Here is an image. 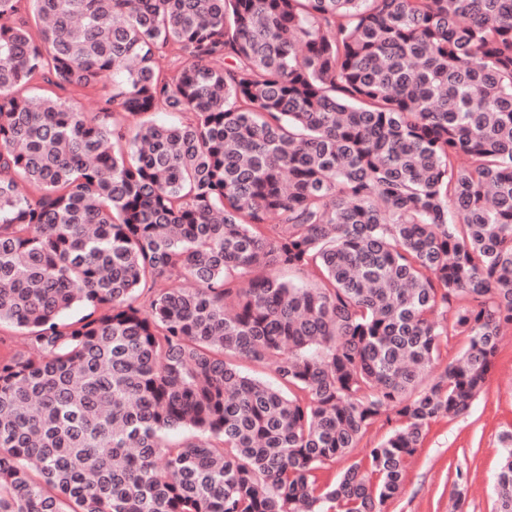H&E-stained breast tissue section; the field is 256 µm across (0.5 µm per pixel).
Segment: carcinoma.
Instances as JSON below:
<instances>
[{"label":"carcinoma","mask_w":512,"mask_h":512,"mask_svg":"<svg viewBox=\"0 0 512 512\" xmlns=\"http://www.w3.org/2000/svg\"><path fill=\"white\" fill-rule=\"evenodd\" d=\"M3 16L0 324L26 351L0 358V512H384L512 328V0ZM37 79L112 90L90 116ZM494 494L512 512V432ZM469 338L464 334L450 336L448 339V348L442 347L439 360L435 367V372H441L447 365L453 363L468 346ZM395 427L396 424L393 422L391 424L378 423L368 428L359 443V447L353 448L347 456H345L342 459L336 460V463L331 464L327 470L321 472L322 478H332L334 475H337L339 472L344 470L351 462H353L356 459H359L364 452V448H370L371 446L376 444Z\"/></svg>","instance_id":"obj_1"}]
</instances>
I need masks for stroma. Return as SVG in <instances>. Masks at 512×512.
Segmentation results:
<instances>
[{
  "instance_id": "stroma-1",
  "label": "stroma",
  "mask_w": 512,
  "mask_h": 512,
  "mask_svg": "<svg viewBox=\"0 0 512 512\" xmlns=\"http://www.w3.org/2000/svg\"><path fill=\"white\" fill-rule=\"evenodd\" d=\"M512 430V334L501 343L494 369L469 410L433 423L408 460L402 495L386 512H448L457 474L465 476L462 512H492L493 477L501 436Z\"/></svg>"
}]
</instances>
